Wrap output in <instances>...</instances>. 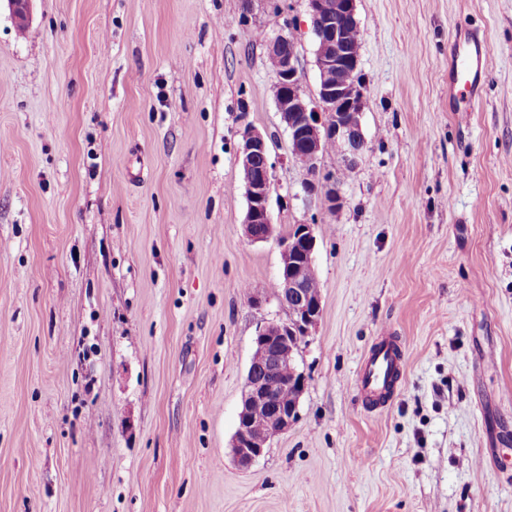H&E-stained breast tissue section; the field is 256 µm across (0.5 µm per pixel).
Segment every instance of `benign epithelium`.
<instances>
[{
	"label": "benign epithelium",
	"instance_id": "7a95c632",
	"mask_svg": "<svg viewBox=\"0 0 512 512\" xmlns=\"http://www.w3.org/2000/svg\"><path fill=\"white\" fill-rule=\"evenodd\" d=\"M6 2L16 23L27 26L33 0ZM307 4L316 45L317 101L308 100L303 93L294 42L286 34L268 39V55L276 59L275 103L288 133L289 157L314 171L325 143L332 139L342 147L345 165L353 168L366 148L362 131L365 86L359 75L360 53L350 50L336 18L346 16L356 20V0H307ZM343 70L347 71L348 78L339 83L336 75ZM240 137L237 163L247 199L242 220L244 235L252 243H264L271 240L269 235L260 232V225L271 224L269 199L273 163L269 139L253 127L245 128ZM304 191L308 195L321 194L329 208L339 203L336 178L332 174L315 177L304 186ZM297 228V235L276 239L283 263L278 298L291 312L293 329L290 334L305 337L318 323L322 307L321 299L310 295L307 284L314 271V230L310 224H299ZM254 344L232 439L234 459L242 468L256 462L269 440L287 431L298 415V406H285L279 385L264 380L259 370L268 363H286L293 381L305 387L304 374L295 368V347L277 322L261 323Z\"/></svg>",
	"mask_w": 512,
	"mask_h": 512
}]
</instances>
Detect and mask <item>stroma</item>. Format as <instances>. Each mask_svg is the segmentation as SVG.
<instances>
[{
	"mask_svg": "<svg viewBox=\"0 0 512 512\" xmlns=\"http://www.w3.org/2000/svg\"><path fill=\"white\" fill-rule=\"evenodd\" d=\"M366 150L303 191L265 37L318 73L306 0L0 9V512H512V0H357ZM484 34L448 109L449 37ZM270 136L273 224L314 227L322 315L298 416L242 469L280 249L242 229L240 131ZM265 289L253 303L249 286ZM402 346L383 407L357 389ZM491 61L484 37L467 29L455 30L448 54V104L452 112H471L478 105ZM403 359L401 348L383 336L364 360L359 379L362 394L371 400L388 394L395 384L394 373H400Z\"/></svg>",
	"mask_w": 512,
	"mask_h": 512,
	"instance_id": "1",
	"label": "stroma"
}]
</instances>
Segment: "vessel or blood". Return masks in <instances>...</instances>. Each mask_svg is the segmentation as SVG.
<instances>
[{
	"mask_svg": "<svg viewBox=\"0 0 512 512\" xmlns=\"http://www.w3.org/2000/svg\"><path fill=\"white\" fill-rule=\"evenodd\" d=\"M491 61V49L484 37L467 29L455 30L448 54V104L452 111L469 112L478 105ZM403 359L399 346L381 339L364 360L359 379L362 394L371 400L388 394Z\"/></svg>",
	"mask_w": 512,
	"mask_h": 512,
	"instance_id": "vessel-or-blood-1",
	"label": "vessel or blood"
}]
</instances>
